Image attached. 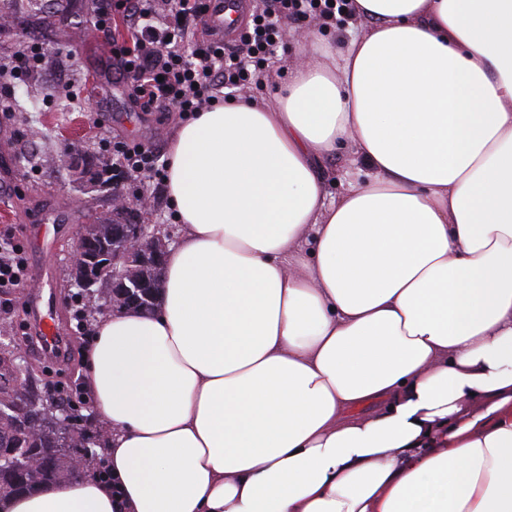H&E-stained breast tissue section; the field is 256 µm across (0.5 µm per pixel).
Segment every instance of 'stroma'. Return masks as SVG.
<instances>
[{
	"instance_id": "obj_1",
	"label": "stroma",
	"mask_w": 512,
	"mask_h": 512,
	"mask_svg": "<svg viewBox=\"0 0 512 512\" xmlns=\"http://www.w3.org/2000/svg\"><path fill=\"white\" fill-rule=\"evenodd\" d=\"M75 14L63 22L66 35L47 30L45 21L55 19V0H18L17 6L0 4V15L10 16L0 28V62L11 60L24 46L36 43L43 51L41 65L16 79L10 98L26 103V111L0 115V233L25 241L24 226L42 224L54 254L47 276L34 282V290L53 299L61 326L67 358H42L26 353L25 370L15 385L21 390L50 389L65 394L84 387V352L90 333L76 329L75 315L84 312L88 321L109 310L106 291L82 298L64 276L79 227L92 221L110 204L105 190L74 182L70 174L52 162L56 155L88 154L102 159L110 141L143 143L167 152L178 114L145 112L127 96L123 80L112 65L107 41L96 32L91 18L102 0H79ZM367 20L338 15L336 19L292 24L279 51L280 63L269 78L248 85L243 96L271 100L276 85L287 81L296 63L304 34L316 33L331 47L345 46L351 34L362 32ZM366 167L346 150L324 164V190L335 199L348 182L363 179ZM129 198L145 194L152 200L149 223L159 225L169 244H176L173 212L165 198L164 184L128 183ZM32 321L25 289L12 296L7 313L0 314V345L23 347Z\"/></svg>"
}]
</instances>
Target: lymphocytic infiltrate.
<instances>
[{
  "label": "lymphocytic infiltrate",
  "instance_id": "f902f5d3",
  "mask_svg": "<svg viewBox=\"0 0 512 512\" xmlns=\"http://www.w3.org/2000/svg\"><path fill=\"white\" fill-rule=\"evenodd\" d=\"M347 0H259L253 32L227 46L201 38L198 26L209 0H112L92 21L112 40V58L130 98L147 112H175L185 117L207 110L225 90L259 80L265 63L283 42V20L296 23L316 16L327 20L342 12ZM120 14L129 40H113L112 16ZM112 187L128 178L159 181L164 177L160 154L142 144L110 147Z\"/></svg>",
  "mask_w": 512,
  "mask_h": 512
}]
</instances>
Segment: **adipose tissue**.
<instances>
[{"label":"adipose tissue","mask_w":512,"mask_h":512,"mask_svg":"<svg viewBox=\"0 0 512 512\" xmlns=\"http://www.w3.org/2000/svg\"><path fill=\"white\" fill-rule=\"evenodd\" d=\"M353 13L272 102L179 124L157 307L85 352L112 480L0 512H512V0ZM354 158L349 151L340 150L325 162L323 179L328 200L335 199L348 182L361 180L368 173L369 170L361 162H355Z\"/></svg>","instance_id":"obj_1"}]
</instances>
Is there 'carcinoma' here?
Instances as JSON below:
<instances>
[{
	"label": "carcinoma",
	"instance_id": "carcinoma-1",
	"mask_svg": "<svg viewBox=\"0 0 512 512\" xmlns=\"http://www.w3.org/2000/svg\"><path fill=\"white\" fill-rule=\"evenodd\" d=\"M17 363L0 357V497L30 494L48 484L65 483L74 476L70 466L71 449L83 448L90 438L85 432L65 437L53 408L58 405L51 393L25 395L3 386L16 380ZM34 419L37 429L29 432L18 412ZM26 448L48 460L44 467H32L23 474L22 482L5 472L14 461L11 453Z\"/></svg>",
	"mask_w": 512,
	"mask_h": 512
}]
</instances>
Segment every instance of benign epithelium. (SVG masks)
Returning <instances> with one entry per match:
<instances>
[{"label": "benign epithelium", "instance_id": "7a95c632", "mask_svg": "<svg viewBox=\"0 0 512 512\" xmlns=\"http://www.w3.org/2000/svg\"><path fill=\"white\" fill-rule=\"evenodd\" d=\"M110 200V209L97 222L112 224V237L121 241V248L108 251L85 229L74 244L70 269L84 291L97 284L112 288V309L144 311L152 292L142 267L163 265L167 242L159 227L146 222L149 200L138 203L122 194H113Z\"/></svg>", "mask_w": 512, "mask_h": 512}]
</instances>
